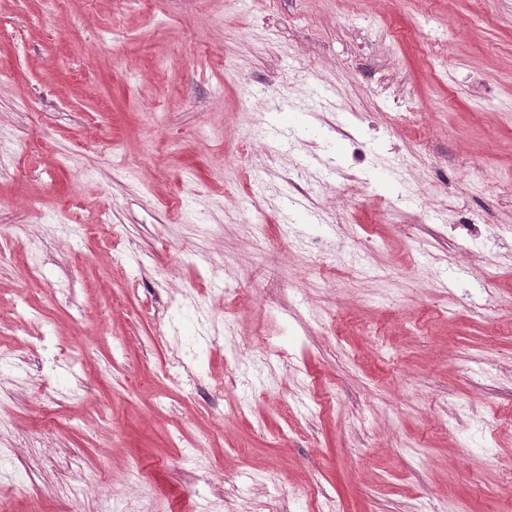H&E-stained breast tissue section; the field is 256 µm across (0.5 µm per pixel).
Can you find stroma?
Masks as SVG:
<instances>
[{"label":"stroma","mask_w":512,"mask_h":512,"mask_svg":"<svg viewBox=\"0 0 512 512\" xmlns=\"http://www.w3.org/2000/svg\"><path fill=\"white\" fill-rule=\"evenodd\" d=\"M510 182L512 0H0V496L512 512Z\"/></svg>","instance_id":"obj_1"}]
</instances>
